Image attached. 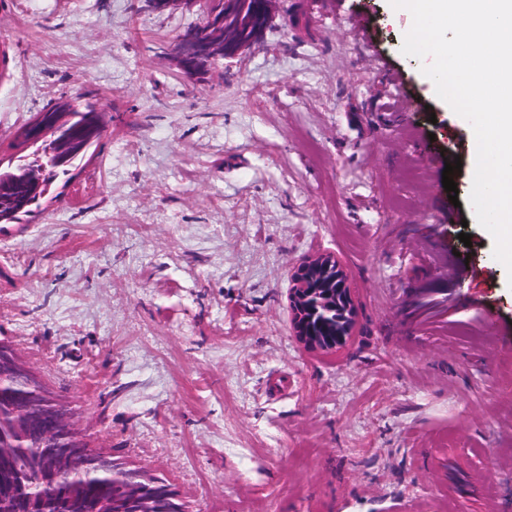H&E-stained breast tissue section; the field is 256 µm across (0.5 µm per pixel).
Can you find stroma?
Here are the masks:
<instances>
[{"label": "stroma", "instance_id": "obj_1", "mask_svg": "<svg viewBox=\"0 0 512 512\" xmlns=\"http://www.w3.org/2000/svg\"><path fill=\"white\" fill-rule=\"evenodd\" d=\"M205 18L0 0V158L58 102L104 119L0 236V337L188 512H512V282L472 130L401 52L412 18L278 0L262 45L190 77L165 50ZM322 252L358 304L333 352L288 309Z\"/></svg>", "mask_w": 512, "mask_h": 512}]
</instances>
